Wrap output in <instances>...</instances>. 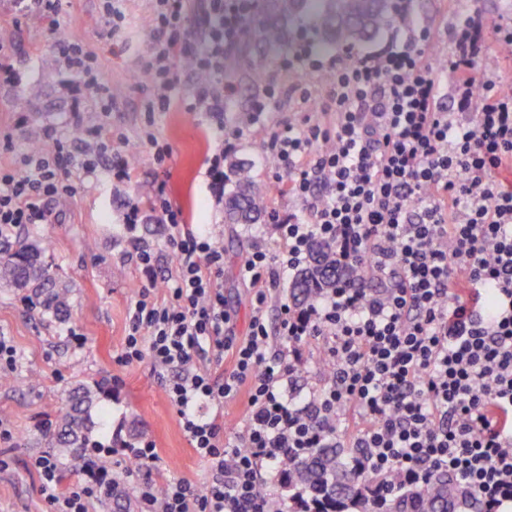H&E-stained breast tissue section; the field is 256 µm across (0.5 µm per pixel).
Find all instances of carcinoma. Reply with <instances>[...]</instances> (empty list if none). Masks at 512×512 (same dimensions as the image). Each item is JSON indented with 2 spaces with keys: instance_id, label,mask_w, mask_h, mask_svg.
Here are the masks:
<instances>
[{
  "instance_id": "carcinoma-1",
  "label": "carcinoma",
  "mask_w": 512,
  "mask_h": 512,
  "mask_svg": "<svg viewBox=\"0 0 512 512\" xmlns=\"http://www.w3.org/2000/svg\"><path fill=\"white\" fill-rule=\"evenodd\" d=\"M265 19L254 25L255 43L276 46L284 42L291 26L309 21L326 49L346 44L361 46L380 32L399 23L395 0H265ZM233 188L224 203V223L257 224L265 212L266 192L256 184L251 169L236 160L229 162ZM42 248L36 242L19 241L16 247L0 249V286L33 288L44 296L52 313L66 307L68 289L61 285L51 267L38 262ZM341 270L336 267L332 249L318 244L312 251L307 271L291 284L294 301L305 302L316 288H332ZM96 394L75 387L67 408L52 436L53 445L69 454L90 444V412ZM357 448L326 446L313 448L290 461L281 486L288 499L304 497L316 505L314 512H448L455 501L460 512H480V503L466 495L449 473H438L420 488L390 493L379 502L380 491L388 480L361 471L354 465Z\"/></svg>"
}]
</instances>
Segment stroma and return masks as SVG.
<instances>
[{
    "mask_svg": "<svg viewBox=\"0 0 512 512\" xmlns=\"http://www.w3.org/2000/svg\"><path fill=\"white\" fill-rule=\"evenodd\" d=\"M504 0H413L412 12L421 28L430 33L439 52L448 49V32L467 14H503ZM150 0H126L123 46H113L99 11L98 0H61L57 15L21 11L17 0H0V32L14 43L10 59L21 83L0 81V131L13 134V149L0 153L10 161L13 152L26 150L40 136L43 126L72 133V101L65 88L67 76L51 43L63 32L83 42L97 54L104 79L111 85L115 105L101 116L94 101L84 103V118L106 121L120 136L112 144L113 160L133 164L131 182L114 183L108 172L87 181L76 197L55 203L53 221L19 229L18 237L45 243L42 254L59 281L69 289L68 307L60 316L43 311L33 290L0 288V336L16 348L14 371L0 374V422L7 424L11 439L0 440V453L11 458L9 470L0 472V512H49L39 491L40 478L29 462L39 455L56 461L62 488L78 480L70 457L52 448L47 435L67 406L69 392L80 385L98 390L92 410L93 437L97 440L136 442L152 440L162 460L154 473L157 483L183 479L203 487L209 464L191 447L174 407L170 404L150 359L122 366V352L131 300L143 281L131 255L134 242L153 248L162 268L173 265L167 248L169 225L145 213L142 224L127 230L123 218L130 202L145 198L157 177L150 153L139 145L146 125L142 110L139 71L142 55L153 38ZM311 26L297 24L287 41L273 48L239 44L228 53L231 81L237 96L224 115L225 130H233L265 96L264 83L254 82L253 66L283 87L305 84L308 100L287 94L279 105L260 113L259 125L239 143L235 160L249 165L255 181L280 212L293 201L278 194L275 169L263 153L262 128L296 121L310 109H318L330 91L328 73H289L275 66L283 55L294 52L306 40H317ZM154 130L168 143L167 195L182 212L188 229L208 225L224 248V298L235 313L236 336L245 337L251 316V293L238 277V267L257 236L273 237L270 220L244 226L224 221L223 205L210 196L207 160L215 145V132L205 113L181 107L155 115ZM85 335L83 346L71 342L69 329Z\"/></svg>",
    "mask_w": 512,
    "mask_h": 512,
    "instance_id": "35a3bbf8",
    "label": "stroma"
}]
</instances>
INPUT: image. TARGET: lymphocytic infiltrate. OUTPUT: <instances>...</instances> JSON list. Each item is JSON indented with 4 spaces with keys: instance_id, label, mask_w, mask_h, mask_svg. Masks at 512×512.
Instances as JSON below:
<instances>
[{
    "instance_id": "obj_1",
    "label": "lymphocytic infiltrate",
    "mask_w": 512,
    "mask_h": 512,
    "mask_svg": "<svg viewBox=\"0 0 512 512\" xmlns=\"http://www.w3.org/2000/svg\"><path fill=\"white\" fill-rule=\"evenodd\" d=\"M204 2L192 15L185 0H152L156 36L141 58L150 83L143 109L169 111L178 93L185 111L207 114L218 139L206 174L220 199L224 161L256 123L251 117L225 132L236 87L224 78V62L256 21L259 0ZM400 16L402 37L378 50L345 47L325 59L307 47L277 63L294 73L325 69L330 98L321 109L336 118L306 115L263 131L265 153L301 207L285 216L271 210L280 248L255 240L238 268L252 292L245 338L234 332L224 251L211 231L182 230L165 180L145 202L131 203L128 223L146 206L171 227L174 265L159 273L154 250L137 248L146 283L131 302L118 361L147 356L167 376L165 393L210 478L200 489L184 480L160 485L150 477L160 462L152 441H98L84 449L81 478L64 492L54 459H33L52 512H90L117 492L104 456L133 479L142 512H288L285 500L262 489V469L279 472L307 449L344 441L358 449L362 469L393 476L396 487L422 486L445 471L482 512L512 501V92L475 72L487 49L479 16L458 20L455 48L437 62L426 32L409 11ZM52 46L77 97L111 112L97 56L69 39ZM183 60L203 76L184 93ZM446 76L458 98L453 112L439 104ZM73 127L72 138L44 127L41 148L0 165V235L51 223V203L96 177L112 130L79 116ZM316 241L333 249L349 276L304 304L274 301ZM318 337L329 382L306 396L291 393L303 350ZM209 350L230 361L221 375L193 363ZM242 392L245 423L226 431L219 409Z\"/></svg>"
}]
</instances>
